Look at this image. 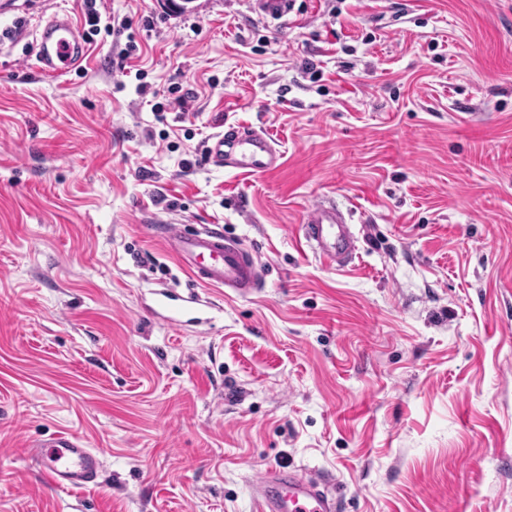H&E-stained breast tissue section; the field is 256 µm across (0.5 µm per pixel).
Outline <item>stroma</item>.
Returning a JSON list of instances; mask_svg holds the SVG:
<instances>
[{
  "label": "stroma",
  "instance_id": "1",
  "mask_svg": "<svg viewBox=\"0 0 512 512\" xmlns=\"http://www.w3.org/2000/svg\"><path fill=\"white\" fill-rule=\"evenodd\" d=\"M96 8L128 35L48 79L38 26L83 0H0V512H258L272 466L337 512H512V0ZM228 123L282 166L206 164ZM326 197L341 271L297 236ZM169 217L254 249L259 293L158 317L155 289L207 293ZM60 431L98 487L45 482L30 446ZM254 12L263 19L279 20L291 11L295 0H251Z\"/></svg>",
  "mask_w": 512,
  "mask_h": 512
}]
</instances>
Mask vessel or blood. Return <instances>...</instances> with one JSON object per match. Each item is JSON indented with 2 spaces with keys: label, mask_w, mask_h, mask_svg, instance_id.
<instances>
[{
  "label": "vessel or blood",
  "mask_w": 512,
  "mask_h": 512,
  "mask_svg": "<svg viewBox=\"0 0 512 512\" xmlns=\"http://www.w3.org/2000/svg\"><path fill=\"white\" fill-rule=\"evenodd\" d=\"M255 13L278 20L291 10L293 0H252ZM90 46L82 27L69 15H53L41 23L36 38L34 67L48 78H62L87 60ZM207 163L243 174H265L280 168L283 156L264 133L231 124L215 134L205 148ZM306 245L328 266H345L356 250L357 239L334 201L313 206L301 227ZM161 237L166 249L183 269L213 288H229L246 297L258 291L264 266L255 252L223 230L207 227L187 230L184 220L164 221ZM209 305V298L190 296L188 304ZM188 304L160 292L157 306L173 323H181ZM34 456L43 478L53 487L85 489L96 485L101 455L81 447L79 439L59 432L37 444ZM261 512H336V501L320 482L280 466L269 467L257 483Z\"/></svg>",
  "instance_id": "1"
}]
</instances>
